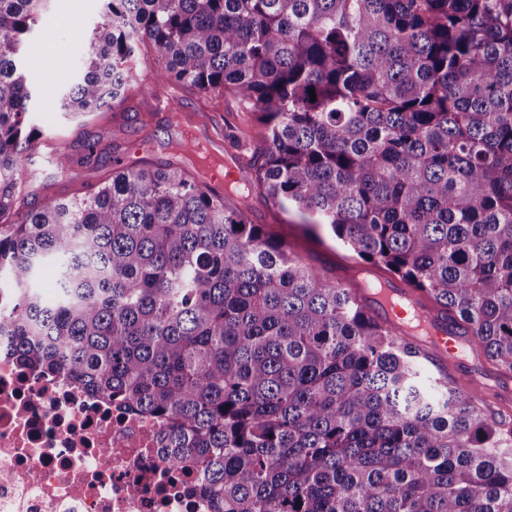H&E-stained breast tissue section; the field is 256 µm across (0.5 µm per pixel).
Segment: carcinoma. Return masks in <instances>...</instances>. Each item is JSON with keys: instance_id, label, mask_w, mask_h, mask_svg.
<instances>
[{"instance_id": "1", "label": "carcinoma", "mask_w": 512, "mask_h": 512, "mask_svg": "<svg viewBox=\"0 0 512 512\" xmlns=\"http://www.w3.org/2000/svg\"><path fill=\"white\" fill-rule=\"evenodd\" d=\"M45 2L0 0V335L18 364L163 421L210 512H512V428L446 378L430 394L425 350L232 202L258 184L511 374L512 0H106L62 111L121 106L148 41L156 82L241 94L264 149L241 191L118 168L29 206L20 59ZM48 262L50 303L31 288Z\"/></svg>"}]
</instances>
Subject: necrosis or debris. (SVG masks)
I'll use <instances>...</instances> for the list:
<instances>
[{"label": "necrosis or debris", "instance_id": "1", "mask_svg": "<svg viewBox=\"0 0 512 512\" xmlns=\"http://www.w3.org/2000/svg\"><path fill=\"white\" fill-rule=\"evenodd\" d=\"M156 418L0 355V512H209Z\"/></svg>", "mask_w": 512, "mask_h": 512}]
</instances>
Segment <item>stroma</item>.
I'll return each mask as SVG.
<instances>
[{"label":"stroma","mask_w":512,"mask_h":512,"mask_svg":"<svg viewBox=\"0 0 512 512\" xmlns=\"http://www.w3.org/2000/svg\"><path fill=\"white\" fill-rule=\"evenodd\" d=\"M100 10L101 0H50L47 15L54 18V26L34 30L29 36L24 64L39 87L33 119L42 136L29 155L27 168L38 178L23 181L25 200L36 203L47 195H84L108 181L117 159L133 169L172 164L194 174L221 175L229 152L239 150L251 157L262 150L257 116L243 111L237 96L202 94L189 87L180 91V120H171L157 109L155 99L165 87L145 79L155 58V50L147 42L140 44L127 63L131 80L122 107L79 119L58 112V89L68 81L84 51L73 34L97 22ZM191 135L204 142V149L191 153L183 149L185 137ZM93 141L99 144L96 161L80 163L85 144ZM62 152L77 159L64 172L55 168V157ZM246 214L251 223L283 241L316 273L361 296L363 307L371 305L363 296L364 287L391 277L385 267L362 262L326 231L312 230L296 213L281 210L261 189H252ZM448 375L461 393H476L485 406L512 418V374L501 372L471 342L462 343L457 358L448 364Z\"/></svg>","instance_id":"stroma-1"}]
</instances>
